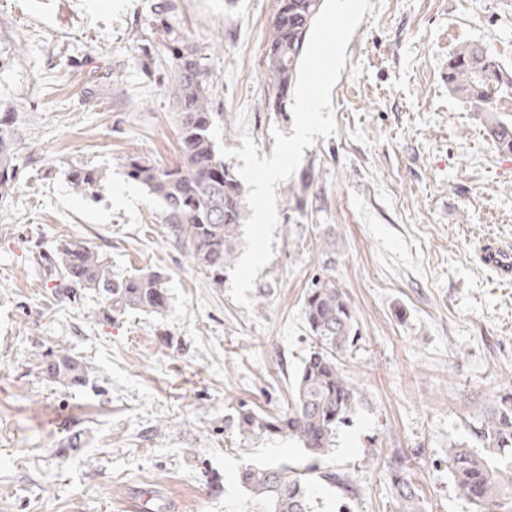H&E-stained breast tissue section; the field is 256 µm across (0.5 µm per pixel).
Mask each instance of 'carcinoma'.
<instances>
[{"label": "carcinoma", "mask_w": 512, "mask_h": 512, "mask_svg": "<svg viewBox=\"0 0 512 512\" xmlns=\"http://www.w3.org/2000/svg\"><path fill=\"white\" fill-rule=\"evenodd\" d=\"M321 0H277L271 38L265 55L267 97L272 112L286 111L306 38ZM169 75L164 90L179 121L177 159L163 167L139 156L128 158L130 179L148 189L162 206L166 237L190 261L215 275L234 259L244 201L243 188L232 164L219 154L211 131L224 113L213 111L210 88L216 73L201 63L195 50L174 39ZM448 92L484 119L486 136L502 152L512 153V121L496 115L500 94L512 91V70L481 43H464L448 58ZM14 130L10 116L0 118V193L15 185ZM78 191L95 192L102 176L91 170L71 175ZM314 189V176L306 171L288 186L285 203L302 212ZM52 275L59 278L57 294L74 300L93 291L102 300V315L119 318L130 311L161 314L168 297L164 274L144 270L125 277L112 275L104 255L74 242L59 245L46 258ZM302 311L318 346L302 359L288 410L279 417L262 414L245 405L233 425L244 438L279 435L295 441L308 454L307 471L296 472L284 463L246 465L236 473L238 484L252 494L258 512H312L309 473L336 446V433L348 423L355 408V388L342 369L341 357L359 337L353 309L336 280L321 275L305 295ZM32 363L47 381L68 387H85L91 370L76 355L60 346H47L31 354ZM477 438L489 455L462 442L448 448V475L459 495L476 512H496L512 500V396L501 398L484 417ZM397 501L405 512L418 501V488L403 463L394 464Z\"/></svg>", "instance_id": "1"}]
</instances>
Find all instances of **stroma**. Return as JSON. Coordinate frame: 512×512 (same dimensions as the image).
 <instances>
[{
    "label": "stroma",
    "mask_w": 512,
    "mask_h": 512,
    "mask_svg": "<svg viewBox=\"0 0 512 512\" xmlns=\"http://www.w3.org/2000/svg\"><path fill=\"white\" fill-rule=\"evenodd\" d=\"M0 0V113L13 117L15 187L0 197V512H250L245 465L308 458L282 437L239 436L240 406L284 413L316 343L302 314L336 237L331 274L360 338L343 368L353 417L311 479L313 512H395L392 461L405 459L416 512H475L448 475V448L478 447L477 409L512 393V280L477 261L512 242V154L448 93V58L479 42L512 68V0H371L331 91L334 136L305 148L321 187L303 215L278 203L273 257L253 311L168 241L160 203L128 176L129 156L178 154L175 110L145 56L172 38L220 74L210 93L222 141L237 112L259 156L293 119L265 106L275 0ZM102 172L95 193L70 173ZM64 241L97 248L112 271L165 275L166 310L99 315L97 295L60 300L44 269ZM73 349L91 383L44 380L39 344ZM349 478L351 496L323 480ZM220 479L210 487L208 478Z\"/></svg>",
    "instance_id": "1"
}]
</instances>
